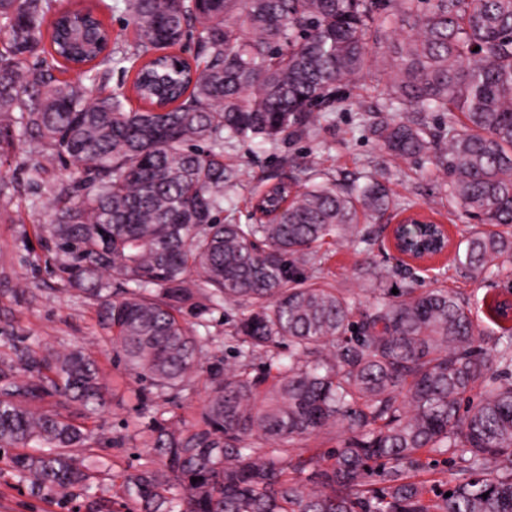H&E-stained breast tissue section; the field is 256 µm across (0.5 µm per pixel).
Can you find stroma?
<instances>
[{"label":"stroma","instance_id":"stroma-1","mask_svg":"<svg viewBox=\"0 0 512 512\" xmlns=\"http://www.w3.org/2000/svg\"><path fill=\"white\" fill-rule=\"evenodd\" d=\"M389 71L380 55H373L365 76L351 83L336 100L332 120L314 137L260 146L235 141L224 147V160L238 175L232 194L233 215L247 223L251 192L280 170L281 156L302 159L320 153L323 166L337 182L363 183L365 177L381 176L393 197L414 201L433 210L439 222L448 226L453 240L466 236L474 221L464 215L448 216V179L429 160L412 158L396 162L380 148L364 117L382 102ZM31 195H15L12 221L0 220V357L12 356L15 348L28 346L38 351L64 353L76 346L96 357L107 387V406L99 424L102 439L95 455L102 462L89 492L67 500L43 493L32 494L17 478L10 452L0 453V512H138V506L122 496L114 477L133 465L150 463L151 456L141 436L131 429L133 422L148 423L156 409L154 395H142L141 384L128 376L118 361L99 323L95 306L67 290L55 267L54 253L35 232L38 216L30 209ZM391 221L367 223L372 242L362 250L329 242L322 246L324 272L337 287L345 288L361 302L369 304L362 271L370 265L388 263L394 251L389 241ZM416 287H443L454 290L469 304L482 334L481 345L490 348L498 328L486 315V304L504 290L502 278L470 274L453 266L451 255L430 265L408 267L405 276L393 277L389 285L401 287L404 279ZM224 350L205 348L206 366L223 360ZM204 370L193 374L185 390L167 401L166 416L174 425L195 420L202 412L208 390Z\"/></svg>","mask_w":512,"mask_h":512}]
</instances>
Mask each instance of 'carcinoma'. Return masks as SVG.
I'll list each match as a JSON object with an SVG mask.
<instances>
[{"label": "carcinoma", "mask_w": 512, "mask_h": 512, "mask_svg": "<svg viewBox=\"0 0 512 512\" xmlns=\"http://www.w3.org/2000/svg\"><path fill=\"white\" fill-rule=\"evenodd\" d=\"M55 2L0 0V143L17 126L37 154L22 181L0 184V219L19 188L76 165L51 187L37 234L66 285L96 304L127 370L164 402L203 368L210 312L236 311L234 364L210 375L194 421L174 428L156 408L143 445L162 466L122 474V494L141 512H512V376L490 373L512 368V304L488 305L499 336L485 351L452 291L393 294L396 269L375 265L363 309L326 282L327 239L366 245L363 223L413 204L374 177L338 186L317 154L262 185L252 223L224 221L237 179L224 143L314 136L337 89L366 73L381 29L400 22L413 34L390 50L373 133L393 159L425 156L448 174V214L478 221L453 264L508 274L512 0H123L130 46L112 41V6ZM191 29L192 59L167 53ZM114 68L134 73L141 109L122 93L82 94ZM400 107L446 112L448 126L433 134L392 116ZM437 235L424 225L405 251L428 253ZM55 397L94 425L44 408ZM105 405L83 350L0 360V450H18L12 463L33 490L90 489L78 454L100 441ZM335 428L343 439L327 456L293 453ZM429 454L463 462L452 495L412 476Z\"/></svg>", "instance_id": "cac0c4a2"}]
</instances>
